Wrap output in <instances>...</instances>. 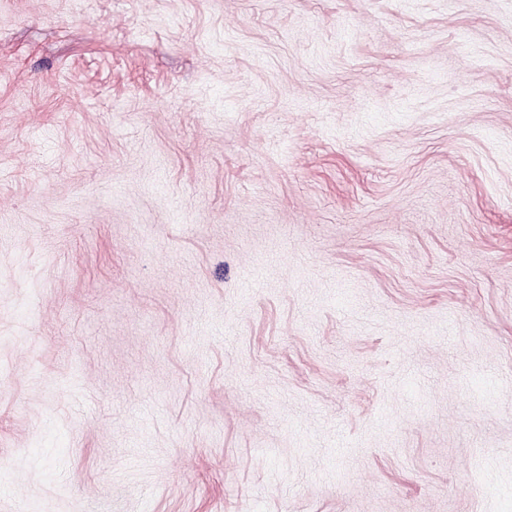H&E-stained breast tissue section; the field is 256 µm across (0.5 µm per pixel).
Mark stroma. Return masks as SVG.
Returning a JSON list of instances; mask_svg holds the SVG:
<instances>
[{
	"label": "stroma",
	"mask_w": 512,
	"mask_h": 512,
	"mask_svg": "<svg viewBox=\"0 0 512 512\" xmlns=\"http://www.w3.org/2000/svg\"><path fill=\"white\" fill-rule=\"evenodd\" d=\"M512 512V0H0V500Z\"/></svg>",
	"instance_id": "obj_1"
}]
</instances>
